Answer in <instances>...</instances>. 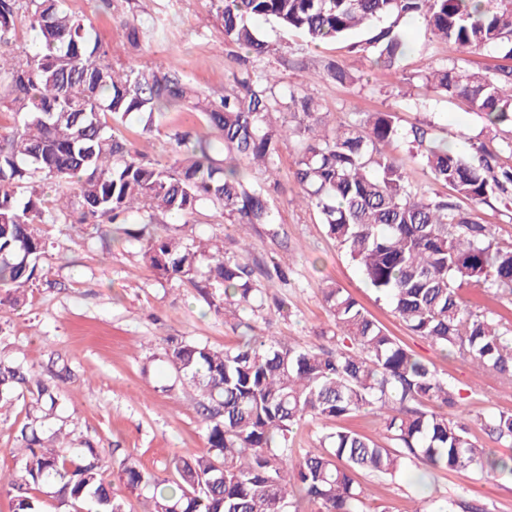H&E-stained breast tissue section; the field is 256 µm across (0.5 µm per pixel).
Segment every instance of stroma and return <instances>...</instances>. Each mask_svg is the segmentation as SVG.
Returning <instances> with one entry per match:
<instances>
[{"label": "stroma", "mask_w": 512, "mask_h": 512, "mask_svg": "<svg viewBox=\"0 0 512 512\" xmlns=\"http://www.w3.org/2000/svg\"><path fill=\"white\" fill-rule=\"evenodd\" d=\"M66 5L87 19L109 45L113 64L129 67L177 60L186 78L214 99L234 86L242 50L225 43L211 0H150L145 7L139 0H115L109 11L98 0H66ZM133 17L155 27L153 37L136 47L121 29L122 21ZM253 26L262 39L281 49L280 55L264 60V67L277 70L284 82L305 84L333 122H349L364 112H394L405 127L433 124L435 134L460 153L469 152L477 142L496 146L503 136L466 102L433 93L420 81L434 62L459 58L474 70L490 67L498 61L497 50L460 52L454 44L433 40L421 20L410 19L403 28L411 48L399 69L389 70L371 65L349 39L313 46L274 19L260 18ZM331 62L344 64L353 82L311 81L312 73ZM194 124L190 114L174 111L166 124L153 131H144L131 119L121 133L146 161L164 165L174 159V130ZM295 158L292 143L282 147L277 158L279 187L270 194L281 215L276 232L264 225L241 229L234 218L211 209L201 210L177 230L186 239L220 240L229 252L247 241L251 261L264 268L288 262L287 280L260 278V310L216 312L222 302L219 291L206 297L192 285L157 277L142 261L141 243L124 235L121 225L105 218L83 224L75 212L67 220L40 225L49 251L41 260L42 277L27 290L26 305H0V357L46 375L57 364L68 365V374L58 382L60 405L47 425L66 434L70 447L89 444L108 451L104 477L126 500L130 512H145L147 493L126 485L121 472L124 458L133 457L169 479L172 457L206 448L189 388L176 383L174 371L161 360L167 341L191 340L221 349L251 334L308 348L335 346V326L324 301V290L331 283L456 386L466 418L512 410V381L413 335L388 300L365 284L355 263L328 237L315 211L295 205L291 192ZM36 398V390L27 389L0 410L1 470L15 466L16 436L34 415ZM339 426L381 445L388 442L382 419L368 407L336 424L303 419L291 446L297 453L317 448L322 434ZM356 480L367 495L368 512H415L425 498L470 502L487 512H512V476L415 470L395 482L365 474Z\"/></svg>", "instance_id": "stroma-1"}]
</instances>
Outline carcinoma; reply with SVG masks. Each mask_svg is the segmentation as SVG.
I'll list each match as a JSON object with an SVG mask.
<instances>
[{"label":"carcinoma","instance_id":"cac0c4a2","mask_svg":"<svg viewBox=\"0 0 512 512\" xmlns=\"http://www.w3.org/2000/svg\"><path fill=\"white\" fill-rule=\"evenodd\" d=\"M224 37L262 58L274 49L250 27L273 18L309 43L360 32L375 64L397 66L410 45L400 24L424 21L437 40L461 51L494 48L512 60V0H212ZM25 24L38 31L42 49L19 54L12 46ZM136 45L151 29L121 22ZM322 77L352 81L328 64ZM423 80L435 92L465 100L493 126H512V64L473 72L457 60L431 68ZM235 89L215 100L193 87L175 65L141 64L120 73L109 50L64 0H0V93L17 117L0 133V304L26 302L47 242L36 229L54 224L75 200L81 223L106 217L186 219L204 207L240 224L273 225L265 183L239 165L269 168L281 148L298 144L296 196L318 213L327 235L354 261L366 283L385 296L415 335L454 349L479 367L512 380V329L467 307L461 290L484 288L512 298V242L481 222L478 206L491 197L512 199V166L493 164L485 144L461 154L424 126L404 130L392 112L365 113L331 125L296 84L247 67ZM172 109L195 114L204 132L175 131L170 165H146L119 127L137 116L152 130ZM405 142L448 196L412 189L402 158ZM225 151V158L214 156ZM50 187L55 203L43 205ZM142 259L163 279L222 289L224 311L260 307L257 263L228 255L216 244L187 242L142 227ZM211 260L200 271V257ZM336 327L334 348L306 349L251 336L232 348L194 341L167 342L164 356L194 393L207 449L171 460L168 484L133 459L127 482L149 492V512H366L355 473L394 479L421 463L440 470L472 469L512 475V459L488 453L471 433L460 392L440 378L366 315L342 289L324 292ZM29 373L0 358V406L14 401ZM384 411L394 447L338 429L320 447L300 455L288 448L305 417H347L365 407ZM481 426L512 441V411L493 412ZM58 432L23 426L13 449L15 472L0 473L13 512H43L37 495L49 484L65 502H88L90 512H127L104 478L105 456L95 448L68 454ZM454 500L424 502L416 512H456Z\"/></svg>","mask_w":512,"mask_h":512}]
</instances>
